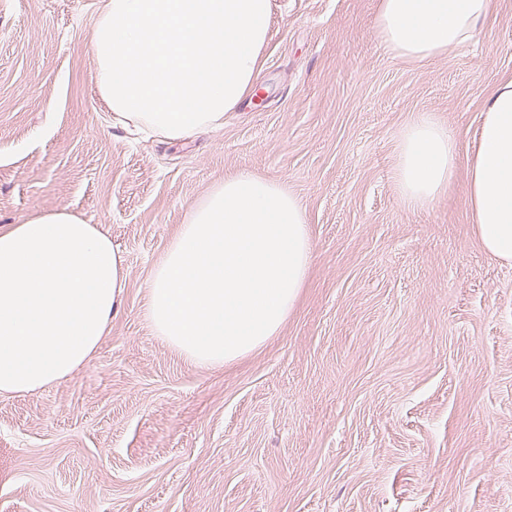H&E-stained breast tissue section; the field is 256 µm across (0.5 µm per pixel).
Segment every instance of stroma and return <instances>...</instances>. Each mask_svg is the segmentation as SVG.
Instances as JSON below:
<instances>
[{"label":"stroma","mask_w":512,"mask_h":512,"mask_svg":"<svg viewBox=\"0 0 512 512\" xmlns=\"http://www.w3.org/2000/svg\"><path fill=\"white\" fill-rule=\"evenodd\" d=\"M378 0H272L265 65L223 128L162 142L96 87L103 0H0V228L67 209L128 282L69 378L0 396V512H512V263L457 175L400 200L399 136L432 113L475 151L512 79V0L454 53L394 57ZM248 169L302 203L312 265L278 336L200 368L143 316L189 206Z\"/></svg>","instance_id":"35a3bbf8"}]
</instances>
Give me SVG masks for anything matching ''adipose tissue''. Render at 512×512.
<instances>
[{"label": "adipose tissue", "mask_w": 512, "mask_h": 512, "mask_svg": "<svg viewBox=\"0 0 512 512\" xmlns=\"http://www.w3.org/2000/svg\"><path fill=\"white\" fill-rule=\"evenodd\" d=\"M493 0H379L375 35L399 58L427 61L471 41ZM270 0H105L91 51L114 123L161 140L223 127L255 90L265 63ZM485 251L512 262V81L486 91L478 147L422 113L400 135L394 177L419 209L458 171ZM128 271L97 225L68 210L0 230V395L36 392L70 376L99 346Z\"/></svg>", "instance_id": "1"}]
</instances>
